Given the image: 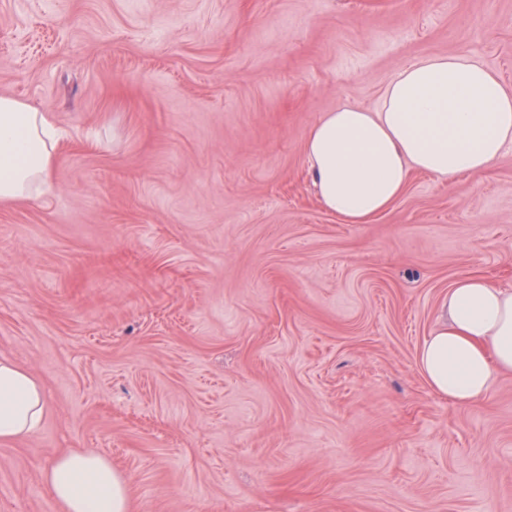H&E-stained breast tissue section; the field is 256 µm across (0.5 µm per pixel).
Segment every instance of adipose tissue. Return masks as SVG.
Listing matches in <instances>:
<instances>
[{
	"instance_id": "ef3b65f1",
	"label": "adipose tissue",
	"mask_w": 512,
	"mask_h": 512,
	"mask_svg": "<svg viewBox=\"0 0 512 512\" xmlns=\"http://www.w3.org/2000/svg\"><path fill=\"white\" fill-rule=\"evenodd\" d=\"M60 137L50 113L0 96V203L52 189ZM510 145L512 89L475 58L439 55L399 71L375 108L342 100L311 128L305 152L321 206L342 223L368 224L404 194L412 172L478 176ZM447 311L418 365L437 396L470 405L512 374V290L463 276ZM47 399L40 380L0 358V443L39 431ZM43 482L59 512H141L123 473L91 450L57 457Z\"/></svg>"
}]
</instances>
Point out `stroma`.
<instances>
[{"label":"stroma","mask_w":512,"mask_h":512,"mask_svg":"<svg viewBox=\"0 0 512 512\" xmlns=\"http://www.w3.org/2000/svg\"><path fill=\"white\" fill-rule=\"evenodd\" d=\"M435 55L512 85V0H0V95L66 133L0 204V357L48 392L0 512H58L75 448L144 512H512V375L459 407L417 363L456 279L512 289V147L369 224L308 174L326 112Z\"/></svg>","instance_id":"obj_1"}]
</instances>
